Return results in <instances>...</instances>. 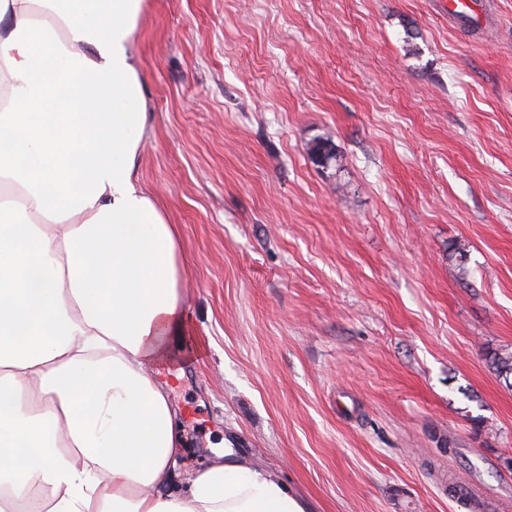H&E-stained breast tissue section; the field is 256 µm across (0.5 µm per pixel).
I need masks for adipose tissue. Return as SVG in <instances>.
I'll use <instances>...</instances> for the list:
<instances>
[{
  "label": "adipose tissue",
  "mask_w": 512,
  "mask_h": 512,
  "mask_svg": "<svg viewBox=\"0 0 512 512\" xmlns=\"http://www.w3.org/2000/svg\"><path fill=\"white\" fill-rule=\"evenodd\" d=\"M145 0H0V512H308L228 448L174 482L188 332L139 177Z\"/></svg>",
  "instance_id": "obj_1"
}]
</instances>
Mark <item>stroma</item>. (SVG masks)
Here are the masks:
<instances>
[{
	"mask_svg": "<svg viewBox=\"0 0 512 512\" xmlns=\"http://www.w3.org/2000/svg\"><path fill=\"white\" fill-rule=\"evenodd\" d=\"M482 3L146 0L184 468L226 441L311 512H469L453 477L512 512V0Z\"/></svg>",
	"mask_w": 512,
	"mask_h": 512,
	"instance_id": "obj_1",
	"label": "stroma"
}]
</instances>
